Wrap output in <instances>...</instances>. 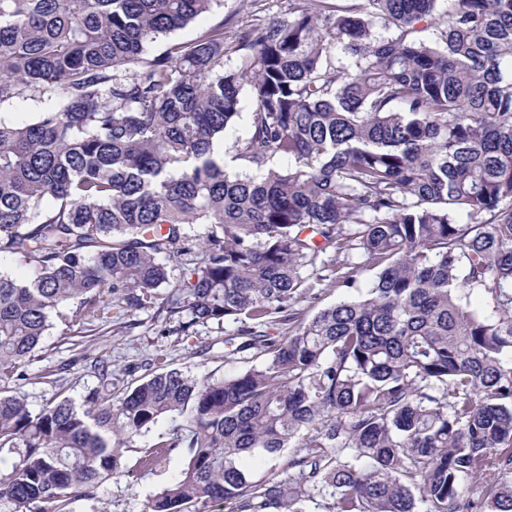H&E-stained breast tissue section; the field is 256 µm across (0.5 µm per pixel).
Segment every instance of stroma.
<instances>
[{
  "instance_id": "35a3bbf8",
  "label": "stroma",
  "mask_w": 512,
  "mask_h": 512,
  "mask_svg": "<svg viewBox=\"0 0 512 512\" xmlns=\"http://www.w3.org/2000/svg\"><path fill=\"white\" fill-rule=\"evenodd\" d=\"M252 9L264 17L279 16L287 13L288 0H218L211 12L153 43L149 51L157 54L173 44L191 41L219 21L237 19ZM168 326L156 303L140 310L113 309L111 323L84 326L79 336L70 333L64 323L55 322L28 363L27 377L18 391L34 411L53 400L80 404L98 385V364L108 366L119 387L130 389L156 373L160 354L171 367L197 375L220 378L241 370V362L224 358V338L234 334L235 325H197L194 341L206 346L203 355L190 353L181 336ZM182 466V457L174 456L158 472L102 483L95 501H77L72 512H142L147 500Z\"/></svg>"
}]
</instances>
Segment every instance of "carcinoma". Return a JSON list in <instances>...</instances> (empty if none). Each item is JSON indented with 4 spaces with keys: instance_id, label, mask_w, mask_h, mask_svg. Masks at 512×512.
<instances>
[{
    "instance_id": "cac0c4a2",
    "label": "carcinoma",
    "mask_w": 512,
    "mask_h": 512,
    "mask_svg": "<svg viewBox=\"0 0 512 512\" xmlns=\"http://www.w3.org/2000/svg\"><path fill=\"white\" fill-rule=\"evenodd\" d=\"M213 2L0 0V102L58 100L0 118V256L31 270L0 271V501L71 512L182 454L145 512H512V0H290L148 56ZM328 253L336 287L376 278L301 319ZM164 285L187 348L235 324L248 367L8 393L69 307L108 323ZM240 112H242L241 117L237 120L235 126L226 131L224 140L220 141V147L217 146L214 150L217 159L221 158V151L223 152L225 171L230 177L245 174L254 175V172L247 170L240 161L235 160L237 142L243 139L248 131V112H251V101L246 91L242 95ZM56 106L57 101L54 99L32 98L24 95L1 103L0 117L14 122H31L37 118L39 112Z\"/></svg>"
}]
</instances>
